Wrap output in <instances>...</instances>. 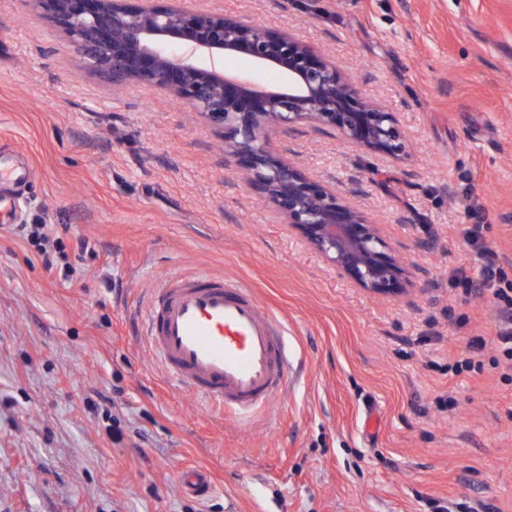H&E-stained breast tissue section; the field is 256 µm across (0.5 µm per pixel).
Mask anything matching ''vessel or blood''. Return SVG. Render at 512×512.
I'll return each instance as SVG.
<instances>
[{"instance_id": "obj_1", "label": "vessel or blood", "mask_w": 512, "mask_h": 512, "mask_svg": "<svg viewBox=\"0 0 512 512\" xmlns=\"http://www.w3.org/2000/svg\"><path fill=\"white\" fill-rule=\"evenodd\" d=\"M146 339L168 380L203 404L235 418L249 415L291 380L282 331L252 290L201 272L155 289ZM181 492L207 496L210 470L183 466Z\"/></svg>"}]
</instances>
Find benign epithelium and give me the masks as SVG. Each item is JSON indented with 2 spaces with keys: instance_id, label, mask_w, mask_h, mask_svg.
Listing matches in <instances>:
<instances>
[{
  "instance_id": "7a95c632",
  "label": "benign epithelium",
  "mask_w": 512,
  "mask_h": 512,
  "mask_svg": "<svg viewBox=\"0 0 512 512\" xmlns=\"http://www.w3.org/2000/svg\"><path fill=\"white\" fill-rule=\"evenodd\" d=\"M22 2L42 7L78 44L85 67L112 87L146 83L205 116L223 133L224 155L241 165L247 184L355 287L403 294L416 286L415 266L394 254L377 225L272 149V134L306 124L395 160L407 155L395 114L366 97L335 62L290 33L220 12L160 9L152 0ZM229 56L287 81L268 88L249 72L229 75Z\"/></svg>"
}]
</instances>
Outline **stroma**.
Masks as SVG:
<instances>
[{
  "instance_id": "obj_1",
  "label": "stroma",
  "mask_w": 512,
  "mask_h": 512,
  "mask_svg": "<svg viewBox=\"0 0 512 512\" xmlns=\"http://www.w3.org/2000/svg\"><path fill=\"white\" fill-rule=\"evenodd\" d=\"M290 32L396 113L400 162L306 125L276 153L380 224L420 271L373 295L327 264L224 159L202 115L113 89L42 9L0 0V153L31 171L18 224L94 240L46 270L0 235V512H512V383L456 374L496 315L449 278L459 224L512 262V0H181ZM204 269L250 287L288 332L293 385L240 422L168 385L143 329L149 294ZM216 490L184 495L177 470ZM177 484L183 493L205 497L214 488V477L207 468L186 465L177 472Z\"/></svg>"
}]
</instances>
